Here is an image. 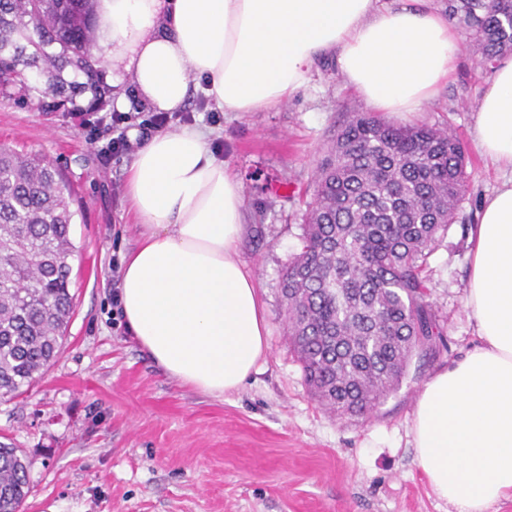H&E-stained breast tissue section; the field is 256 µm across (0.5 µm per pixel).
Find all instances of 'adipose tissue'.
Wrapping results in <instances>:
<instances>
[{
    "label": "adipose tissue",
    "mask_w": 512,
    "mask_h": 512,
    "mask_svg": "<svg viewBox=\"0 0 512 512\" xmlns=\"http://www.w3.org/2000/svg\"><path fill=\"white\" fill-rule=\"evenodd\" d=\"M95 21L113 70L131 74L157 112L183 109L201 80L220 111L272 110L331 53L374 110L409 116L461 53L431 0H96ZM208 136L183 125L133 155L126 200L141 234L122 258L118 299L156 365L221 397L245 383L268 343L255 280L238 257L243 188ZM474 140L512 172V56L480 90ZM469 242L465 311L479 343L425 383L410 422L418 464L450 512H488L512 494V175L484 197Z\"/></svg>",
    "instance_id": "ef3b65f1"
}]
</instances>
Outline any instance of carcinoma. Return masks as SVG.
<instances>
[{"mask_svg":"<svg viewBox=\"0 0 512 512\" xmlns=\"http://www.w3.org/2000/svg\"><path fill=\"white\" fill-rule=\"evenodd\" d=\"M482 62L512 51V0H448ZM94 0H0V94L40 69L28 95L105 104ZM467 191L466 155L445 129L355 112L336 132L303 217L302 247L280 284L288 343L314 399L362 418L396 391L417 353L448 349L427 300L429 258ZM70 193L45 159L0 148V396L49 367L71 316ZM28 465L0 445V512H21Z\"/></svg>","mask_w":512,"mask_h":512,"instance_id":"carcinoma-1","label":"carcinoma"}]
</instances>
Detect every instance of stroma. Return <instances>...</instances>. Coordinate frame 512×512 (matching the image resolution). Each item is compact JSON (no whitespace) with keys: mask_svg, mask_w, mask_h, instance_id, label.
I'll return each mask as SVG.
<instances>
[{"mask_svg":"<svg viewBox=\"0 0 512 512\" xmlns=\"http://www.w3.org/2000/svg\"><path fill=\"white\" fill-rule=\"evenodd\" d=\"M462 50L415 124L448 128L463 143L468 188L457 219L428 265L429 300L447 352L414 355L399 389L366 418L340 419L312 397L288 346L282 271L301 247L302 216L317 168L364 99L334 58L274 112H236L212 122L192 98V123L212 129V148L243 183L246 233L239 257L253 274L268 352L245 384L214 398L170 378L128 334L112 297V268L139 233L127 213L131 153L112 136L78 127L73 107L0 97V147L53 163L71 192L70 292L74 314L50 368L23 395L0 400V444L21 450L30 492L23 512H448L415 460L410 420L432 375L478 345L464 300L473 214L500 183L473 139L477 97L491 71L473 32L451 18Z\"/></svg>","mask_w":512,"mask_h":512,"instance_id":"stroma-1","label":"stroma"}]
</instances>
